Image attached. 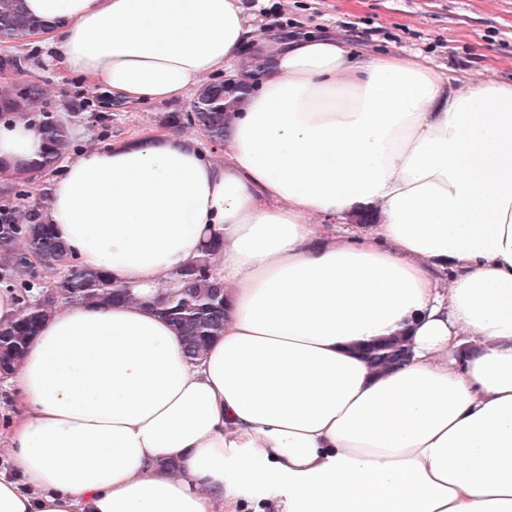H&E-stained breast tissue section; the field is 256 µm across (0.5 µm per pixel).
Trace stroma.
<instances>
[{
    "label": "stroma",
    "mask_w": 512,
    "mask_h": 512,
    "mask_svg": "<svg viewBox=\"0 0 512 512\" xmlns=\"http://www.w3.org/2000/svg\"><path fill=\"white\" fill-rule=\"evenodd\" d=\"M260 32L334 30L361 57L375 51L422 53L449 88L512 82V0H244ZM1 53L28 57L27 80L44 89L50 112L67 123L75 151L104 147L136 133L167 132L163 117L184 112L188 98L147 102L113 112L108 126L76 122L73 104L91 88L67 75L48 49L31 40L0 42Z\"/></svg>",
    "instance_id": "1"
}]
</instances>
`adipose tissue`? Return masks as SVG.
Instances as JSON below:
<instances>
[{"label": "adipose tissue", "mask_w": 512, "mask_h": 512, "mask_svg": "<svg viewBox=\"0 0 512 512\" xmlns=\"http://www.w3.org/2000/svg\"><path fill=\"white\" fill-rule=\"evenodd\" d=\"M24 7L127 105L261 79L223 163L149 134L50 178L44 220L129 299L60 305L27 345L0 512H512V83L452 92L418 55L264 37L242 0ZM45 152L0 125V173ZM205 260L224 332L193 362L154 303ZM397 334L407 360L376 371L360 347Z\"/></svg>", "instance_id": "adipose-tissue-1"}]
</instances>
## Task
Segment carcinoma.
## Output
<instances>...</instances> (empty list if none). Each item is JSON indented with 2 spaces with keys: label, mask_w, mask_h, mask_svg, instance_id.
I'll return each mask as SVG.
<instances>
[{
  "label": "carcinoma",
  "mask_w": 512,
  "mask_h": 512,
  "mask_svg": "<svg viewBox=\"0 0 512 512\" xmlns=\"http://www.w3.org/2000/svg\"><path fill=\"white\" fill-rule=\"evenodd\" d=\"M41 27L42 22L24 10L23 0H0V40L21 39ZM28 63L29 59L23 56L1 54L0 73L22 74ZM225 90L222 80L202 86L191 95L190 111L168 115L165 122L186 125L200 131L211 143L224 144V127L234 106V102L224 101ZM114 106L111 97L100 93L80 104L72 118L81 121L91 117L106 124L112 121ZM15 119L34 121L42 127L48 145L44 167L70 152L68 127L46 110L39 84L23 82L0 87V123ZM27 179L26 175L18 176L0 191V286L13 289L19 304L17 318L0 327V372L19 362L41 322L60 302L114 303L127 298L108 273L78 267L40 211L19 210L18 201L24 198ZM30 255L42 257L44 265L61 271L60 279L51 285L43 284L40 273L28 264ZM182 279L185 288L176 294V300L162 302L160 313L177 329L188 357L197 359L224 331V285L212 278L205 260L186 269ZM405 356L400 339L380 344L369 354L373 366L381 370L402 362Z\"/></svg>",
  "instance_id": "obj_1"
}]
</instances>
